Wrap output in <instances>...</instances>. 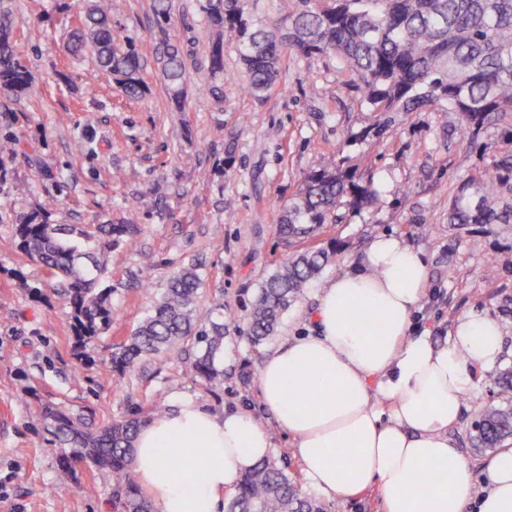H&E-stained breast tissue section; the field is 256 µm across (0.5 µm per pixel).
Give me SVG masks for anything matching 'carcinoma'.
Listing matches in <instances>:
<instances>
[{
  "instance_id": "carcinoma-1",
  "label": "carcinoma",
  "mask_w": 512,
  "mask_h": 512,
  "mask_svg": "<svg viewBox=\"0 0 512 512\" xmlns=\"http://www.w3.org/2000/svg\"><path fill=\"white\" fill-rule=\"evenodd\" d=\"M79 25L70 35L75 59L91 53L103 89L117 88L128 100L149 91L145 62L135 47L119 46L112 29V0H82ZM288 14L272 27L257 25L249 0H203L200 8L212 41L205 67L207 90L218 106L224 86V36L234 39L244 66L241 93L260 99L278 83L282 60L291 50L304 58L338 60L343 84L359 94L374 121L356 140H383L396 119L431 108L460 114L475 138L493 122L501 129L498 153L478 175L463 183L448 201V223L506 224L512 220V0H289ZM171 0H153L158 39L166 58L162 74L171 103L185 97V51L173 43L163 23ZM12 0H0V90L30 91L32 78L14 40ZM20 150L9 136L0 140V179L5 160ZM382 183L338 150L330 163L310 172L301 187L279 207L278 234L307 240L325 224H336L338 209L361 210L374 204ZM43 206L21 214L15 227L18 250L37 260L48 281L70 308V332L79 352L92 346L112 324V288L107 258L112 248L133 240L136 224H95L92 228L51 222ZM337 248L312 247L289 257L262 283L249 314L250 340L259 345L274 335L288 308L318 276ZM204 279L190 262L176 271L124 342L114 346L100 367L125 373L144 359L183 344L186 368L212 388L223 385L217 359L224 349L223 305H199ZM502 403L474 424V448L494 452L512 440V373L494 377ZM155 405L128 417L98 424L82 412L46 409L59 460L87 461L112 480V504L119 512H157L141 491L132 466L134 440L146 422L163 415ZM224 512H329L324 503L303 495L288 474V463L259 461L239 480Z\"/></svg>"
}]
</instances>
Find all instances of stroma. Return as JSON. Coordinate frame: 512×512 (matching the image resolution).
Listing matches in <instances>:
<instances>
[{
    "label": "stroma",
    "mask_w": 512,
    "mask_h": 512,
    "mask_svg": "<svg viewBox=\"0 0 512 512\" xmlns=\"http://www.w3.org/2000/svg\"><path fill=\"white\" fill-rule=\"evenodd\" d=\"M152 0H112V26L144 56L151 92L120 104L117 91L98 88L90 59L71 62L67 37L75 7L64 0H16L17 36L33 87L23 96L0 91V138L20 139L0 180V512H112L110 478L89 463L61 468L44 407L93 415L100 423L160 402L183 399L208 408L244 407L272 429L273 459H287L293 478L301 466L274 431L263 407L258 375L280 338L306 332L322 279L350 268L376 235L388 233L418 252L428 267L426 294L414 316L417 330L445 341L470 313L495 319L503 352L494 368H474L463 415L451 430L472 464L474 424L499 399L491 371L512 369V223L448 222V200L497 151L491 128L477 142L460 134L455 112H416L380 143L353 142L371 123L356 92L342 85L336 60L285 54L278 85L262 99L240 94L243 66L232 39L224 41V104L208 95L206 77L188 68L183 110L168 103L156 62L160 44ZM172 41L204 56L210 30L197 0H172ZM88 148L77 152L74 143ZM370 159L385 181L376 204L346 213L311 239L340 250L305 295L284 315L277 336L261 345L248 338L249 313L262 282L295 248L276 232L279 206L307 174L327 165L332 151ZM54 200L57 224H119L140 228L133 245L108 259L111 330L81 360L69 333V308L44 280L41 266L16 247L19 213ZM201 263V305H224V383L206 392L174 349L164 362L144 361L126 375L99 368L146 314L154 295L181 265ZM495 263V278L486 266Z\"/></svg>",
    "instance_id": "stroma-1"
}]
</instances>
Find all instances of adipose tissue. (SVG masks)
<instances>
[{"label":"adipose tissue","mask_w":512,"mask_h":512,"mask_svg":"<svg viewBox=\"0 0 512 512\" xmlns=\"http://www.w3.org/2000/svg\"><path fill=\"white\" fill-rule=\"evenodd\" d=\"M427 279L419 253L377 236L360 265L323 284L308 334L264 359L261 400L306 487L327 498L375 487L387 512H512V448L477 469L449 434L472 367L502 354L501 327L473 313L445 342L412 335ZM271 450L249 411L184 400L139 429L132 464L158 512H224L225 496Z\"/></svg>","instance_id":"1"}]
</instances>
